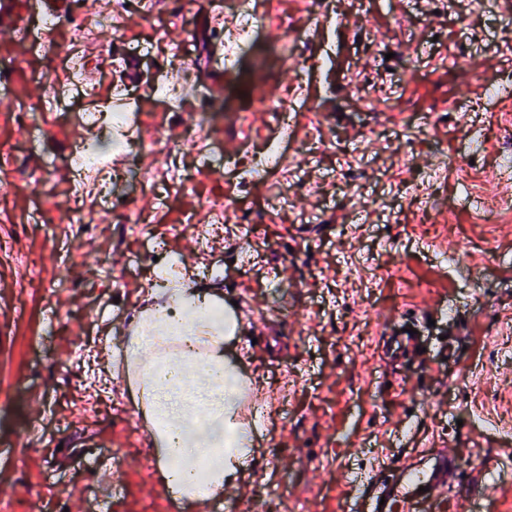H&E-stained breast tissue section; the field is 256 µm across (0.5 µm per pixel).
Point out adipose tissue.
Listing matches in <instances>:
<instances>
[{
    "instance_id": "1",
    "label": "adipose tissue",
    "mask_w": 512,
    "mask_h": 512,
    "mask_svg": "<svg viewBox=\"0 0 512 512\" xmlns=\"http://www.w3.org/2000/svg\"><path fill=\"white\" fill-rule=\"evenodd\" d=\"M194 325L210 348L205 359L163 353L173 331L165 321L153 323L149 339L133 337L128 352L135 357L145 348L152 352L141 373L147 378L150 411L162 445L159 463L169 484H176L181 470L191 468L197 456L210 452L220 457L214 471L185 487L189 500L202 501L236 481L252 441L237 419L243 377L224 359L225 336L204 311L195 313Z\"/></svg>"
}]
</instances>
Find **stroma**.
<instances>
[{
	"mask_svg": "<svg viewBox=\"0 0 512 512\" xmlns=\"http://www.w3.org/2000/svg\"><path fill=\"white\" fill-rule=\"evenodd\" d=\"M288 6L302 23L323 10L343 17L310 43L328 67L254 66L276 31L272 5L233 73L197 61L219 104L220 146L263 144L278 117L256 118L255 97L308 86L313 109L288 141L287 183L249 190L268 222L204 236L183 221L197 198L172 191L133 200L155 223L90 234L47 223L65 191L58 175L0 202V512L36 502L74 512L101 490L93 459L104 448L121 464L128 512H164L153 434L132 417L128 339L113 333L152 304L159 242L220 266L222 280L203 288L238 303L224 355L246 376L257 425L235 483L243 512H340L345 467H391L425 448L460 451L467 474H512V447L479 427L512 434V221L486 223L483 205L512 196V0ZM29 102L0 98V142L42 157L76 127L55 112L18 119ZM312 127L339 150H321ZM352 171L364 192L346 183ZM107 260L125 270L121 288L101 282ZM442 302L454 316L433 319ZM405 317L419 320L429 352L400 382L386 351Z\"/></svg>",
	"mask_w": 512,
	"mask_h": 512,
	"instance_id": "stroma-1",
	"label": "stroma"
}]
</instances>
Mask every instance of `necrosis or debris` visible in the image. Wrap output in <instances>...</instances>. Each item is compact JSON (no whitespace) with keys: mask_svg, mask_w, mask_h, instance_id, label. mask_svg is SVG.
Segmentation results:
<instances>
[{"mask_svg":"<svg viewBox=\"0 0 512 512\" xmlns=\"http://www.w3.org/2000/svg\"><path fill=\"white\" fill-rule=\"evenodd\" d=\"M128 0H80L78 6L64 15L42 12L37 18L41 31L52 35L65 29L78 28L80 42H63V51L44 58L41 69L53 71L64 64L62 80L52 82L48 100L53 111L76 116L78 123L93 125L98 131L95 143L67 140L65 165L69 174V193L59 203L58 223L90 224L94 214L111 213L114 223L135 221L150 223L149 214L129 215L127 197L130 192L155 193L172 189L195 190L196 182L188 177L181 164L186 151L196 150L208 140L213 100L203 97L197 82L198 71L191 63L189 43L167 45L172 64L161 78L139 93H131L126 78L127 62L132 48L111 46L97 53L84 50L82 40L106 26L123 31ZM237 10L230 25L213 28L211 41L224 46L225 58L238 55L242 45L253 41L261 25L262 14L250 6V0H237ZM156 102L172 117H185L184 135L179 146H167L165 173L160 177L138 174L139 157L154 138L145 136L143 105ZM122 144V164H112L108 155L115 144ZM285 153L279 142L267 141L264 150L239 160L238 167L247 171V179L236 183L222 194L202 199L190 221L194 224H224L230 219L248 224L252 211L247 190L251 181L268 180L282 173Z\"/></svg>","mask_w":512,"mask_h":512,"instance_id":"necrosis-or-debris-1","label":"necrosis or debris"}]
</instances>
